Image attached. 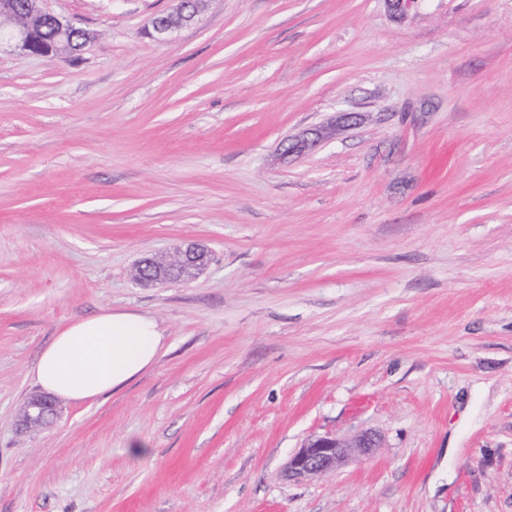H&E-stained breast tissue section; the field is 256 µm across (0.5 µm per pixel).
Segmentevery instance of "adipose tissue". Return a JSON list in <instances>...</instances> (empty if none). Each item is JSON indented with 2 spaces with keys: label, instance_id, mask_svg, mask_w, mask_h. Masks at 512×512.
<instances>
[{
  "label": "adipose tissue",
  "instance_id": "obj_1",
  "mask_svg": "<svg viewBox=\"0 0 512 512\" xmlns=\"http://www.w3.org/2000/svg\"><path fill=\"white\" fill-rule=\"evenodd\" d=\"M162 348L163 335L153 318L104 310L62 328L40 353L32 377L65 400H92L147 371Z\"/></svg>",
  "mask_w": 512,
  "mask_h": 512
}]
</instances>
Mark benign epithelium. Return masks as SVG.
Masks as SVG:
<instances>
[{"instance_id": "obj_1", "label": "benign epithelium", "mask_w": 512, "mask_h": 512, "mask_svg": "<svg viewBox=\"0 0 512 512\" xmlns=\"http://www.w3.org/2000/svg\"><path fill=\"white\" fill-rule=\"evenodd\" d=\"M172 13L151 21V35L165 38L177 26L189 22L199 12L202 0H173ZM0 16L13 21V27H0V47L12 44L33 55L63 58L71 55L65 50L67 38L73 32L82 35L88 43V35L82 28L42 7V0H29L18 4L14 0H0ZM326 129L313 128L301 136L288 140V151L303 154L317 146L325 137ZM208 249L201 243H189L169 258L144 257L137 265V278L147 285L164 284L171 277L164 267L178 269L180 281L196 279L208 266ZM55 412L54 398L45 395L29 400L20 420V427L31 429L49 424ZM379 447L377 434L366 431L354 440L336 436H319L309 439L288 459L285 472L291 479L303 480L335 473L353 457L366 456Z\"/></svg>"}]
</instances>
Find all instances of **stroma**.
<instances>
[{
	"label": "stroma",
	"mask_w": 512,
	"mask_h": 512,
	"mask_svg": "<svg viewBox=\"0 0 512 512\" xmlns=\"http://www.w3.org/2000/svg\"><path fill=\"white\" fill-rule=\"evenodd\" d=\"M43 6L94 39L0 49V512H512V0H207L162 40L171 0ZM188 241L198 278L134 279ZM104 309L158 361L18 433ZM326 128L309 129L301 136L288 140V153L303 154L317 146L325 137ZM374 448H380L379 438L371 431L352 441L336 436L311 438L289 457L285 472L296 480L333 474L352 457L369 455Z\"/></svg>",
	"instance_id": "1"
}]
</instances>
